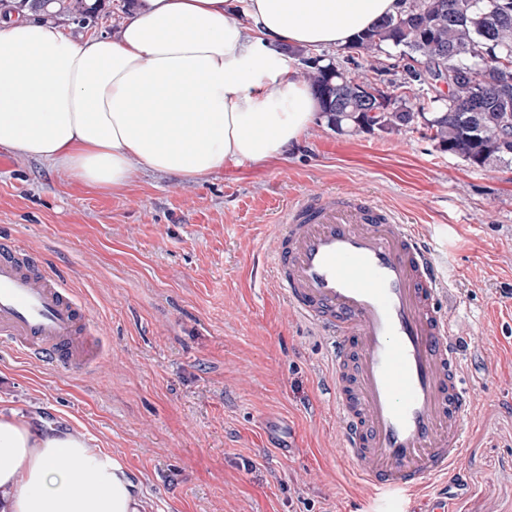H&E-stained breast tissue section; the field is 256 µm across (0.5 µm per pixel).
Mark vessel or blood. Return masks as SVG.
Returning <instances> with one entry per match:
<instances>
[{
  "label": "vessel or blood",
  "instance_id": "1",
  "mask_svg": "<svg viewBox=\"0 0 512 512\" xmlns=\"http://www.w3.org/2000/svg\"><path fill=\"white\" fill-rule=\"evenodd\" d=\"M284 222L270 253L275 282L330 343L327 391L350 466L380 494L381 512H449L447 489L426 492L424 479L456 471L475 410L432 250L361 192L298 197ZM85 320L29 252L0 240V347L85 368L96 355Z\"/></svg>",
  "mask_w": 512,
  "mask_h": 512
}]
</instances>
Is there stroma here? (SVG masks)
I'll use <instances>...</instances> for the list:
<instances>
[{
    "label": "stroma",
    "mask_w": 512,
    "mask_h": 512,
    "mask_svg": "<svg viewBox=\"0 0 512 512\" xmlns=\"http://www.w3.org/2000/svg\"><path fill=\"white\" fill-rule=\"evenodd\" d=\"M130 8L100 0L94 26L56 23L89 38ZM319 55L386 89L403 76L385 56ZM329 191L366 193L431 244L479 412L449 509L512 512V162L477 170L416 132L339 133L318 115L280 162L194 183L138 169L114 191L1 147L0 239L74 290L96 358L48 369L0 349V408L112 452L144 512H376L345 463L326 341L270 264L288 204Z\"/></svg>",
    "instance_id": "1"
}]
</instances>
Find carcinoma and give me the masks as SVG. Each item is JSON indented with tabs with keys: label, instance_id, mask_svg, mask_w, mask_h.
<instances>
[{
	"label": "carcinoma",
	"instance_id": "carcinoma-1",
	"mask_svg": "<svg viewBox=\"0 0 512 512\" xmlns=\"http://www.w3.org/2000/svg\"><path fill=\"white\" fill-rule=\"evenodd\" d=\"M399 14L383 18L359 35L351 48L367 58L391 47L399 58L426 66L404 65L405 93H387L339 62L307 58L304 78L321 104L327 122L342 132L419 131L441 151L476 169L512 160V95L499 92L506 64L512 65V0H401ZM18 13L66 16L81 25L95 14L87 0H14ZM425 91L428 111L415 112L409 93ZM368 87L378 92L369 106L359 101Z\"/></svg>",
	"mask_w": 512,
	"mask_h": 512
}]
</instances>
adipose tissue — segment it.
<instances>
[{"mask_svg":"<svg viewBox=\"0 0 512 512\" xmlns=\"http://www.w3.org/2000/svg\"><path fill=\"white\" fill-rule=\"evenodd\" d=\"M136 0L115 34L76 40L0 14V146L88 186L134 166L194 182L285 158L319 108L286 53L343 48L400 0ZM0 512H143L126 466L73 431L0 410Z\"/></svg>","mask_w":512,"mask_h":512,"instance_id":"ef3b65f1","label":"adipose tissue"}]
</instances>
